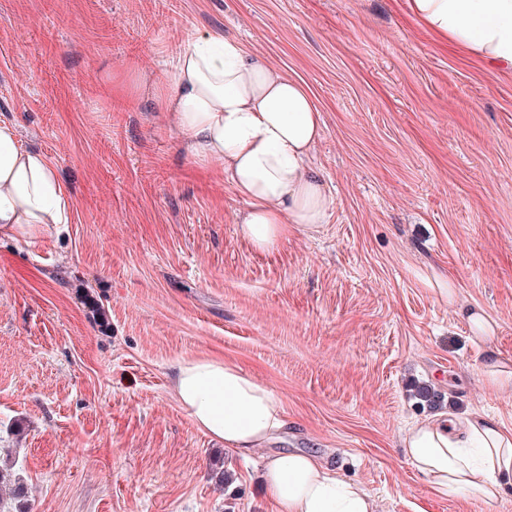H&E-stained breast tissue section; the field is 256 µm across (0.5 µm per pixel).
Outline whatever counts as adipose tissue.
Masks as SVG:
<instances>
[{
  "label": "adipose tissue",
  "instance_id": "1",
  "mask_svg": "<svg viewBox=\"0 0 512 512\" xmlns=\"http://www.w3.org/2000/svg\"><path fill=\"white\" fill-rule=\"evenodd\" d=\"M411 11L487 68L512 71V0H411ZM154 105L195 161L222 164L247 204L238 232L253 247L270 250L290 232H314L326 223L334 201L310 166L324 124L304 83L236 39L199 35L158 84ZM71 210L46 155L21 146L14 123L0 119V235L35 236L67 223ZM461 314L482 348L489 383L512 386V363L491 344L495 322L473 308ZM173 393L199 431L241 454L286 425L273 390L221 357L178 361ZM403 448L437 496L468 491L493 501L512 482V429L487 417L458 427L443 415L429 417L409 431ZM263 486L274 512H373L363 488L304 453L268 457Z\"/></svg>",
  "mask_w": 512,
  "mask_h": 512
}]
</instances>
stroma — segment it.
<instances>
[{"instance_id":"stroma-1","label":"stroma","mask_w":512,"mask_h":512,"mask_svg":"<svg viewBox=\"0 0 512 512\" xmlns=\"http://www.w3.org/2000/svg\"><path fill=\"white\" fill-rule=\"evenodd\" d=\"M225 35L306 81L326 224L260 251L220 164L153 106L195 36ZM44 153L69 223L0 235L5 512H272L279 450L322 456L377 512H512L432 495L402 440L424 418L512 427L459 306L512 359V75L439 47L408 0H0V119ZM450 280L457 300L430 284ZM220 354L288 416L241 455L176 402L175 363Z\"/></svg>"}]
</instances>
